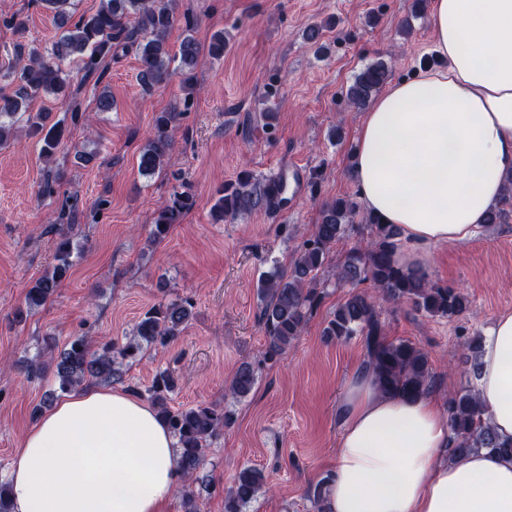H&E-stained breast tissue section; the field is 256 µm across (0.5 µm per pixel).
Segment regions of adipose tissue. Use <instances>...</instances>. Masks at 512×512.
<instances>
[{"mask_svg": "<svg viewBox=\"0 0 512 512\" xmlns=\"http://www.w3.org/2000/svg\"><path fill=\"white\" fill-rule=\"evenodd\" d=\"M446 67L393 84L366 112L351 175L367 212L392 225L403 267L480 230L512 175V0H432ZM476 397L512 442V313L481 338ZM323 512H512V459L449 457L433 395H381L357 375ZM14 512H161L181 480L176 440L153 407L89 386L44 413L7 473Z\"/></svg>", "mask_w": 512, "mask_h": 512, "instance_id": "1", "label": "adipose tissue"}]
</instances>
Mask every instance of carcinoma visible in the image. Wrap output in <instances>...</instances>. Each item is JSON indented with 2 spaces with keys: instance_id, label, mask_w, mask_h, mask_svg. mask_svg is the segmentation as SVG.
I'll use <instances>...</instances> for the list:
<instances>
[{
  "instance_id": "obj_1",
  "label": "carcinoma",
  "mask_w": 512,
  "mask_h": 512,
  "mask_svg": "<svg viewBox=\"0 0 512 512\" xmlns=\"http://www.w3.org/2000/svg\"><path fill=\"white\" fill-rule=\"evenodd\" d=\"M53 13L54 20L65 30L51 46L43 49L19 43L15 53L18 63L6 73L16 82L14 94L0 95V145L7 143L13 125L4 121L14 117L29 102L49 94L69 95L72 99L70 120L76 125L83 119L81 103L71 90L63 66L79 59L83 77L104 73L106 62L112 58V48L123 46L136 51L141 69L139 80L150 90L164 84L169 76L180 74L186 95L194 94L195 71L201 57L224 56V32L212 34L208 44L194 36L193 23L185 21L184 37L177 52L170 53L167 39L176 23L169 0H102L92 15L71 22L68 10L72 0H39ZM390 70L380 61L363 68L349 87V102L365 106L387 83ZM180 113L176 110L160 113L154 123L153 137L148 140L138 157V169L144 176H152L163 167L172 149L176 123ZM49 113L38 112L28 117L32 136L39 138L41 155L51 158L63 144L66 129L58 124L47 125ZM278 181L281 191L287 190L283 177L256 179L247 170L236 179L224 183L217 191L218 198L212 212L217 220L250 214L257 210L276 212L285 197H277L272 190ZM195 207L194 195L175 191L160 208L153 220L149 239L163 240L182 217ZM360 221L370 227L371 236L363 246L346 251L344 262L337 274L340 281L353 286L368 283L389 302H409L423 315L453 321L463 316L470 307L467 295L452 288L433 283L421 267L404 269L394 260L398 246L397 231L380 223L369 213H363L351 197L334 198L326 202L310 237L296 250L292 264L286 270L277 267L266 272L257 282L260 301V322L267 336L266 354L270 357L282 353L302 335L307 322L324 297L325 291L318 280L331 249L345 243L348 226ZM512 221V180L505 194L491 210L487 224H507ZM56 240L57 264L38 277L25 295V309L32 311L43 306L56 292L71 267L73 241L64 229H59ZM192 306L186 302H159L149 307L135 324L132 334L118 344L107 341L100 345L86 336L72 338L58 356L50 359L55 382L60 392L67 394L85 385L111 383L122 379L123 362L142 359L150 347L165 346L173 342L185 328ZM330 339L346 341L354 336L364 340L366 358L361 371L373 376L380 391L416 397L429 392L432 371L427 354L416 344L406 340H391L384 333V325L375 302L362 292H351L336 306L324 328ZM466 359L473 375H478L480 341L464 342ZM256 380L254 366L242 363L232 377L231 393L239 398L247 396ZM177 380L168 371L156 374L146 389L160 419L177 439V466L181 472V498L184 512H201L192 489L197 473L204 465L209 442L232 421V414L211 405L174 409L171 396ZM448 427L453 446L449 457L460 456L474 450L487 449L492 453L512 457V444L499 441L479 408L475 390L463 389L448 398ZM266 484L263 471L254 466L240 470L234 486L224 497V512H242Z\"/></svg>"
}]
</instances>
